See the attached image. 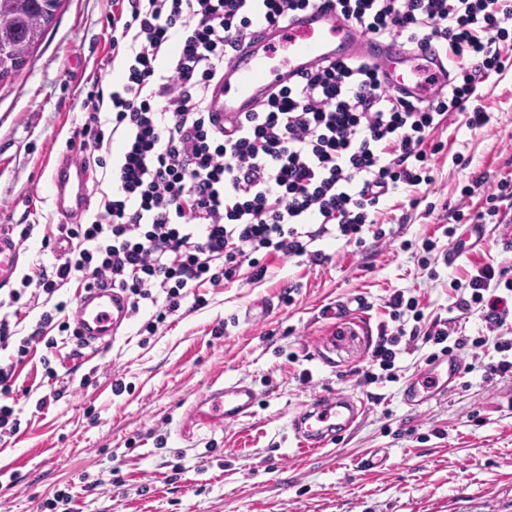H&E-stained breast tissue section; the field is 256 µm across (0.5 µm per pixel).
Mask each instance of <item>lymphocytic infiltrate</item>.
I'll return each instance as SVG.
<instances>
[{"instance_id": "lymphocytic-infiltrate-1", "label": "lymphocytic infiltrate", "mask_w": 512, "mask_h": 512, "mask_svg": "<svg viewBox=\"0 0 512 512\" xmlns=\"http://www.w3.org/2000/svg\"><path fill=\"white\" fill-rule=\"evenodd\" d=\"M312 0H128L112 17L113 52L129 62L121 90L112 92V124L92 109L78 130L82 145L102 148L119 133L122 150L112 168L113 191L87 224H60L66 253L52 269L24 275L10 303L36 287L54 297L65 285L109 284L157 304L145 323L155 331L195 290L233 282L258 253L326 256L314 242L336 230L361 242L381 202L399 188L430 183L425 133L457 112L468 126L489 122L470 107L479 79L512 66L498 43L512 20V0H334L339 15L381 40L414 48L433 44L457 64L448 91L414 103L383 86L362 60L334 61L274 92L258 111L218 125L212 83L233 55L267 25L286 24ZM470 297L496 331L512 313L506 295L512 275L485 264L471 276ZM65 301L43 311L35 329L18 337L0 316V438L20 420L9 403L15 366L33 345L55 349L69 331Z\"/></svg>"}]
</instances>
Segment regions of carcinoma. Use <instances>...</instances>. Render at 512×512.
Masks as SVG:
<instances>
[{"instance_id":"obj_1","label":"carcinoma","mask_w":512,"mask_h":512,"mask_svg":"<svg viewBox=\"0 0 512 512\" xmlns=\"http://www.w3.org/2000/svg\"><path fill=\"white\" fill-rule=\"evenodd\" d=\"M62 0H0V81L18 75Z\"/></svg>"}]
</instances>
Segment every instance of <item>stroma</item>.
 Instances as JSON below:
<instances>
[{"mask_svg":"<svg viewBox=\"0 0 512 512\" xmlns=\"http://www.w3.org/2000/svg\"><path fill=\"white\" fill-rule=\"evenodd\" d=\"M111 14L112 0H62L22 73L0 81V231L33 227L13 288L54 261L43 237L59 222L49 191L55 157L78 148L99 169L121 148H84L74 135L89 103L111 111L127 72L125 57L112 55ZM476 93L489 123L470 129L459 112L429 133L443 145L428 162L433 183L390 194L361 243L324 235L313 244L328 257L320 265L269 256L264 276L245 267L234 282L200 288L204 305L184 301L153 334L143 325L154 308L141 301L95 353L57 334L52 365L70 386L41 410L49 351L35 345L15 371L20 431L0 441V512H43L64 490L72 512H512V373L489 371L500 358L494 345L464 351L475 370L414 412L401 401L403 384L435 345L400 342L389 371L371 362L379 336L400 324L421 334L451 318L457 335L487 333L479 311L461 312L456 301L484 264L512 266V223L487 218L481 243L456 257L443 215L486 210L489 190L512 180V68L483 79ZM482 172L486 187L464 195ZM111 193L99 169L90 212ZM397 292L416 301L398 319L389 305ZM359 294L366 314L327 317ZM216 379L253 386L251 416L180 436L183 411ZM326 390L362 397L366 412L339 444L298 450L291 420ZM378 448L389 450L391 469L361 468Z\"/></svg>","mask_w":512,"mask_h":512,"instance_id":"1","label":"stroma"}]
</instances>
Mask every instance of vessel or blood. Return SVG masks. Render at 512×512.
Segmentation results:
<instances>
[{
  "label": "vessel or blood",
  "mask_w": 512,
  "mask_h": 512,
  "mask_svg": "<svg viewBox=\"0 0 512 512\" xmlns=\"http://www.w3.org/2000/svg\"><path fill=\"white\" fill-rule=\"evenodd\" d=\"M355 57L368 59L387 86L417 102L430 100L448 84V61L437 51L412 52L399 42L379 43L366 29L338 17L326 0H314L287 25L262 28L258 39L225 66L211 90L214 108L221 118L239 119L257 111L274 87L292 83L322 61ZM50 180L57 213L63 222H76L90 206L92 170L77 152L68 151L54 161ZM23 252L20 240L0 232V285L12 279ZM76 299L73 329L83 347L98 350L108 345L130 318L127 295L112 286L78 288ZM461 376L458 357L438 355L405 384L402 400L412 409L439 400ZM257 399L255 389L242 380L208 388L190 406L178 431L196 435L249 417ZM364 411V401L352 395L315 396L293 419L297 447L326 448Z\"/></svg>",
  "instance_id": "vessel-or-blood-1"
}]
</instances>
